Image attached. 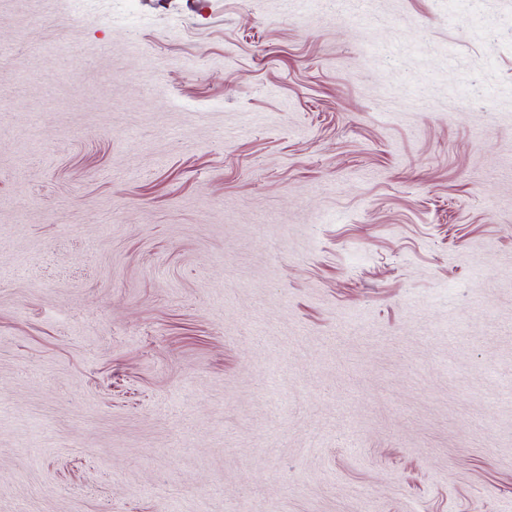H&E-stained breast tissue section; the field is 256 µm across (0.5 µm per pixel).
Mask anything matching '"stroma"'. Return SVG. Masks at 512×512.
I'll list each match as a JSON object with an SVG mask.
<instances>
[{"instance_id":"stroma-1","label":"stroma","mask_w":512,"mask_h":512,"mask_svg":"<svg viewBox=\"0 0 512 512\" xmlns=\"http://www.w3.org/2000/svg\"><path fill=\"white\" fill-rule=\"evenodd\" d=\"M0 0V512H512V0Z\"/></svg>"}]
</instances>
